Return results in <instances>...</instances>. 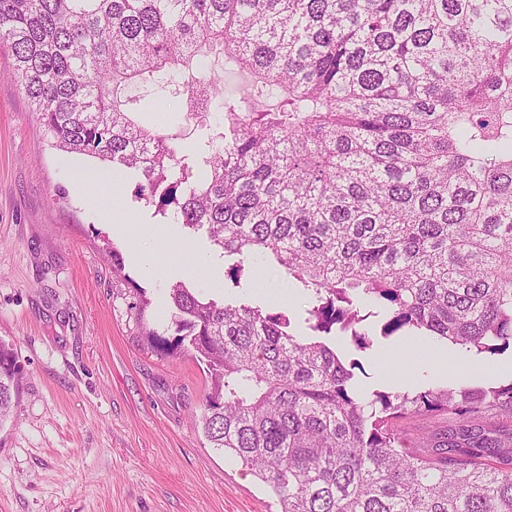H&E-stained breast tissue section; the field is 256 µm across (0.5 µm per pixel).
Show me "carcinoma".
Returning <instances> with one entry per match:
<instances>
[{
	"label": "carcinoma",
	"mask_w": 512,
	"mask_h": 512,
	"mask_svg": "<svg viewBox=\"0 0 512 512\" xmlns=\"http://www.w3.org/2000/svg\"><path fill=\"white\" fill-rule=\"evenodd\" d=\"M0 45L54 147L134 172L157 213L309 295L297 336L177 282L174 335L146 332L206 360L202 430L281 512H512V382L369 391L327 343L369 347L378 317L512 348V0H0ZM215 47L248 97L205 74ZM188 71L191 160L123 109ZM19 378L0 341V426ZM448 413L409 449L401 424Z\"/></svg>",
	"instance_id": "carcinoma-1"
}]
</instances>
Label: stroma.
I'll return each instance as SVG.
<instances>
[{
    "label": "stroma",
    "mask_w": 512,
    "mask_h": 512,
    "mask_svg": "<svg viewBox=\"0 0 512 512\" xmlns=\"http://www.w3.org/2000/svg\"><path fill=\"white\" fill-rule=\"evenodd\" d=\"M13 63L0 46V341L21 367L14 416L0 427V512H281L273 492L198 426L210 387L205 361L152 351L145 332L170 329L168 287L179 281L207 298L288 313L303 336L307 295L265 266L232 277L237 257L205 231L157 214L140 199L139 178L119 166L117 205L137 232L118 233L96 187L78 184L100 161L53 147L8 77ZM127 94L138 101L134 120L184 130L177 146L189 152L198 133L174 87ZM165 228L187 247L179 258L165 255ZM133 283L147 302L141 314ZM407 345V336L378 335L369 349L346 339L338 350L359 362L370 390L456 387L418 357L399 370L395 357Z\"/></svg>",
    "instance_id": "obj_1"
}]
</instances>
